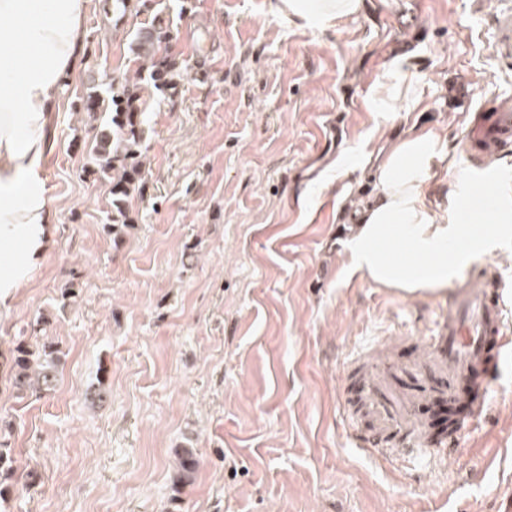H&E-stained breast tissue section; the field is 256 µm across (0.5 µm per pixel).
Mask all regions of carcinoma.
I'll list each match as a JSON object with an SVG mask.
<instances>
[{"label": "carcinoma", "instance_id": "carcinoma-1", "mask_svg": "<svg viewBox=\"0 0 512 512\" xmlns=\"http://www.w3.org/2000/svg\"><path fill=\"white\" fill-rule=\"evenodd\" d=\"M173 33L172 27L160 22L143 32L135 50L147 75L122 73L113 76L109 83L111 124L96 132L86 174L95 182L110 184L112 213L103 228L115 242L133 228L128 204L132 198L142 196L146 186L144 94L152 88L169 91L177 87L186 74L187 67L160 51L172 40ZM61 364V351L56 342L44 339L31 345L24 339L18 340L11 365L16 397L23 399L33 392L53 390ZM197 467L194 449H181L176 485L192 483Z\"/></svg>", "mask_w": 512, "mask_h": 512}]
</instances>
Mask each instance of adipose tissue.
Here are the masks:
<instances>
[{
  "instance_id": "obj_1",
  "label": "adipose tissue",
  "mask_w": 512,
  "mask_h": 512,
  "mask_svg": "<svg viewBox=\"0 0 512 512\" xmlns=\"http://www.w3.org/2000/svg\"><path fill=\"white\" fill-rule=\"evenodd\" d=\"M90 0H0V301L22 287L51 245L54 211L45 186L44 129L64 82L80 63ZM361 0H276L291 21L325 28ZM452 166L434 129L393 145L378 167V197L358 214L348 244L354 268L414 294L447 287L470 239L460 210L470 182ZM447 184L442 211L426 203Z\"/></svg>"
}]
</instances>
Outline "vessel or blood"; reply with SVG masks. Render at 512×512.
<instances>
[{
    "instance_id": "1",
    "label": "vessel or blood",
    "mask_w": 512,
    "mask_h": 512,
    "mask_svg": "<svg viewBox=\"0 0 512 512\" xmlns=\"http://www.w3.org/2000/svg\"><path fill=\"white\" fill-rule=\"evenodd\" d=\"M492 50L497 58L512 61V7L496 10L492 17ZM478 138H467L468 153L480 162L487 151L512 146V109L501 108L490 115L474 117ZM499 178L490 175L474 185L463 205L464 217H471L478 203L487 202L498 189ZM499 277L464 273L448 300V311L437 320L416 360L402 366L373 365L362 388L364 405L371 417L370 433L358 436V446L371 457L388 462L447 458L456 445L447 440L427 447L421 432L416 396L401 397L395 392L399 380L412 381L420 371L432 370L448 380L449 390L462 384H487L497 371L493 359L512 345Z\"/></svg>"
}]
</instances>
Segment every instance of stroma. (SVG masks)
<instances>
[{"label": "stroma", "mask_w": 512, "mask_h": 512, "mask_svg": "<svg viewBox=\"0 0 512 512\" xmlns=\"http://www.w3.org/2000/svg\"><path fill=\"white\" fill-rule=\"evenodd\" d=\"M504 0H362L311 28L269 0H163L177 33L166 51L190 75L144 113L147 190L134 230L103 229L109 187L85 175L91 132L76 103L131 72L136 31L153 11L91 0L85 59L44 130L53 245L0 304V421L13 476L0 512H498L512 497V356L484 419L426 377L425 431L458 445L426 467L383 463L342 419L371 421L362 372L407 363L448 289L408 294L352 271L351 214L378 191L377 159L419 123L469 167L474 113L512 96V65L492 51ZM402 95L374 100L387 78ZM466 267L495 271L512 312V230ZM79 279L75 303L60 307ZM46 316L65 354L54 391L18 399L12 349ZM104 377L107 403L91 402ZM194 449L193 483L175 487L177 449Z\"/></svg>", "instance_id": "obj_1"}]
</instances>
